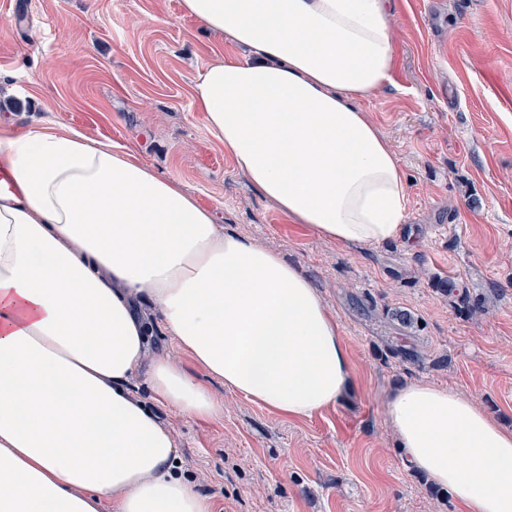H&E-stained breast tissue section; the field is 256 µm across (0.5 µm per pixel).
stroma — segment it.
Masks as SVG:
<instances>
[{
    "label": "stroma",
    "instance_id": "35a3bbf8",
    "mask_svg": "<svg viewBox=\"0 0 512 512\" xmlns=\"http://www.w3.org/2000/svg\"><path fill=\"white\" fill-rule=\"evenodd\" d=\"M0 0V122L77 131L127 147L212 209L225 231L276 249L342 328L353 386L291 419L226 389L153 323L149 353L171 352L222 406L211 420L155 401L179 449L175 469L211 512H458L405 463L385 413L396 385L457 390L512 429V0H401L392 83L364 108L408 179L410 239L345 246L292 223L237 172L192 104L197 74L233 49L185 17L180 0ZM454 277L484 314L462 313L435 281ZM371 294L379 315L356 300ZM411 312L399 331L383 309ZM417 361L386 356L388 342Z\"/></svg>",
    "mask_w": 512,
    "mask_h": 512
}]
</instances>
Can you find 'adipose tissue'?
Returning a JSON list of instances; mask_svg holds the SVG:
<instances>
[{
	"mask_svg": "<svg viewBox=\"0 0 512 512\" xmlns=\"http://www.w3.org/2000/svg\"><path fill=\"white\" fill-rule=\"evenodd\" d=\"M232 43L197 111L236 169L292 222L343 245L403 238L407 178L361 106L392 82L399 0H180ZM226 389L304 419L353 379L341 328L278 252L120 144L0 128V512H211L175 475L178 449L132 378L143 301ZM157 401L196 420L220 405L169 356ZM407 461L463 512H512V429L441 386L396 387Z\"/></svg>",
	"mask_w": 512,
	"mask_h": 512,
	"instance_id": "1",
	"label": "adipose tissue"
}]
</instances>
